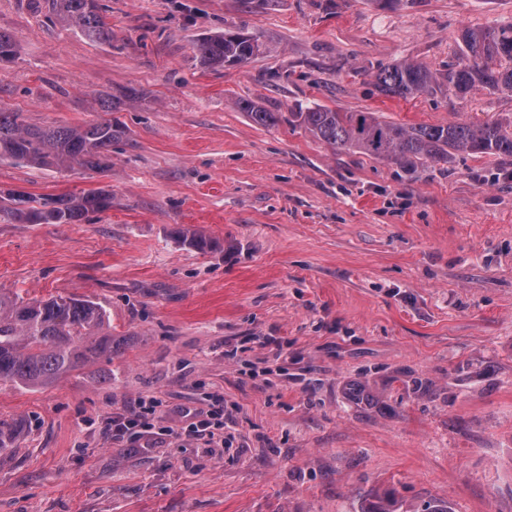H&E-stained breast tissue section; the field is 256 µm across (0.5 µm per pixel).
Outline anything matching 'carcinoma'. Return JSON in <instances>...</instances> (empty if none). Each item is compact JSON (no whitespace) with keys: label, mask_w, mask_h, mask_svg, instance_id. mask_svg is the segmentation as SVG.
<instances>
[{"label":"carcinoma","mask_w":512,"mask_h":512,"mask_svg":"<svg viewBox=\"0 0 512 512\" xmlns=\"http://www.w3.org/2000/svg\"><path fill=\"white\" fill-rule=\"evenodd\" d=\"M55 15L92 41H112L99 0H51ZM197 57L210 68L237 65L257 56L262 43L252 35L226 29L201 38ZM462 59L448 68L444 79L423 63L381 65L376 87L387 96L435 95L462 99L476 90L512 92V25L461 35ZM241 109L261 126L277 122L274 112L243 102ZM294 121L336 151L372 155L414 172L425 164L446 165L453 155L494 154L512 157V121L447 125H406L386 122L374 112H336L314 106L291 113ZM125 136L115 120L88 126L38 127L18 112L0 109V161L37 168L102 170L112 144ZM112 207V193L94 188L80 195H46L18 200L0 195V216L19 224H74L88 214ZM198 251L212 241L197 232L175 230ZM120 341L109 331L105 311L95 302L76 297L24 299L0 292V381L26 389L48 387L89 365L112 362ZM391 490L360 512H400Z\"/></svg>","instance_id":"cac0c4a2"}]
</instances>
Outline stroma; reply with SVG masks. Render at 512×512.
Segmentation results:
<instances>
[{"label": "stroma", "mask_w": 512, "mask_h": 512, "mask_svg": "<svg viewBox=\"0 0 512 512\" xmlns=\"http://www.w3.org/2000/svg\"><path fill=\"white\" fill-rule=\"evenodd\" d=\"M100 2L108 42L47 0H0L16 42L0 108L85 126L107 100L128 130L104 172L0 162V191H111L75 224L0 219V291L88 298L124 341L50 387L0 382L19 426L0 512H358L391 489L405 512H512V158L407 173L288 121L313 105L512 119L509 92L404 99L374 78L403 61L444 75L462 30L512 23V0ZM224 28L264 53L202 65L198 39ZM216 395L223 443L176 440ZM152 397L143 438L113 439V416Z\"/></svg>", "instance_id": "35a3bbf8"}]
</instances>
